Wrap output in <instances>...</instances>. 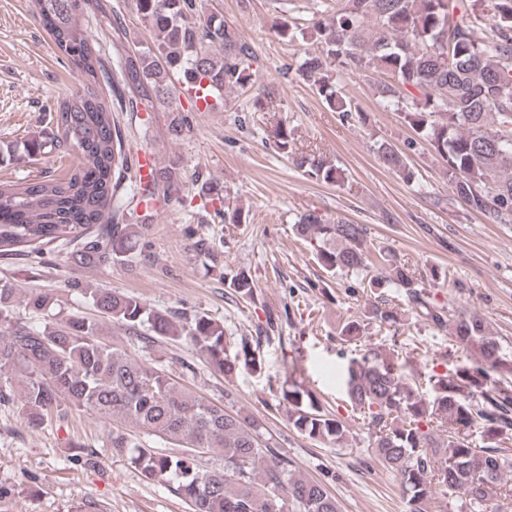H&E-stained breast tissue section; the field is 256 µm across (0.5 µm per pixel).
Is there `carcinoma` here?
<instances>
[{
    "mask_svg": "<svg viewBox=\"0 0 512 512\" xmlns=\"http://www.w3.org/2000/svg\"><path fill=\"white\" fill-rule=\"evenodd\" d=\"M84 0H35L36 11L56 48L84 82L83 92L58 104L61 142L81 157L67 182L38 180L0 188V256H32L43 263L47 249L71 245L79 267L129 265L148 248L141 224H110L133 216L119 191L128 173L117 121L96 89L103 64L93 51L81 16ZM150 44L120 63L122 80L137 92L130 111L167 104L168 130L179 139L189 128L184 108L172 105L179 85L204 95L233 91L251 83L252 49L216 15L199 13L197 0H135ZM275 32L290 42L311 40L299 77L317 87L330 110L352 111L338 88L347 73H382L381 100L401 105V115L420 141L443 159L454 194L491 224H512V0H338L336 11L305 26L279 18ZM277 149L308 178L340 180L339 168L322 154L295 151L294 135L279 125ZM376 154L388 169L412 179L402 153L386 140ZM139 202L151 204L157 189L182 200L183 184L173 166L136 180ZM310 241L330 278L367 270V229L342 219L305 212L292 224ZM194 250L210 261L231 291L254 298L255 283L243 268L224 266L220 246L200 237ZM376 293L397 289L417 315L436 326L445 310L432 305L424 281L414 271L384 258L383 271L362 277ZM72 287L97 318L49 314L51 297L32 290L24 305L36 318L14 319L19 289L0 278V404L18 403L34 427L62 429L75 413L112 421L106 447L112 457L133 465L148 482L168 484L191 512H339L328 485L306 478L251 414L229 413L181 386L152 360L117 348L99 336L100 322L124 328L131 342L148 346L185 339L213 372L233 378L241 370L260 372L263 360L248 339L232 340L224 324L206 314L160 311L122 291ZM396 314L371 305L359 320L344 323L340 340L349 342L373 323H392ZM459 343L480 363L433 375L430 391L395 371L375 350L353 358L345 385L351 403L368 411L372 448L399 477L408 512H429L442 498L463 499L468 512L509 493L504 479L512 456L502 448L512 436V374L502 375L498 339L478 315L464 312L453 327ZM288 420L305 437L341 445L347 426L324 410L297 381L283 393ZM153 436L174 447L169 454L146 445ZM202 454L224 460L218 471L197 465Z\"/></svg>",
    "mask_w": 512,
    "mask_h": 512,
    "instance_id": "1",
    "label": "carcinoma"
}]
</instances>
